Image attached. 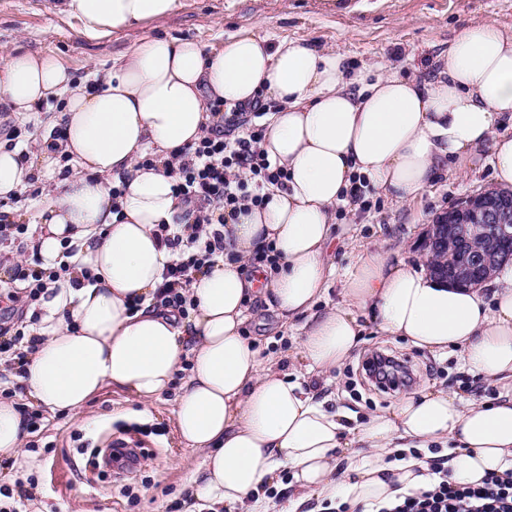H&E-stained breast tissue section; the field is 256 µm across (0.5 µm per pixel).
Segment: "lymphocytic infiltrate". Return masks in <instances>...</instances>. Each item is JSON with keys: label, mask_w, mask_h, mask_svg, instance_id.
Instances as JSON below:
<instances>
[{"label": "lymphocytic infiltrate", "mask_w": 512, "mask_h": 512, "mask_svg": "<svg viewBox=\"0 0 512 512\" xmlns=\"http://www.w3.org/2000/svg\"><path fill=\"white\" fill-rule=\"evenodd\" d=\"M273 104L256 98L223 111L212 104V124L198 141L180 148L169 165L175 177L174 191L185 207L180 223L161 224L155 236L175 257L165 269L163 283L155 296L157 306L187 314L194 302L188 288L194 274L211 267L223 255L224 229L235 223L240 213L260 207L268 200L269 187H284L283 169L262 149L267 128L260 122ZM28 225L14 220L10 211L0 210V242L15 249L11 262L12 281L19 290L8 293L0 311V397L13 398L23 393L16 377L22 374L28 351L37 342L26 322L31 306L39 305L51 284L67 275L80 273L94 281L90 269H75L71 257L78 245L64 244L58 265L45 266L40 259H28ZM363 369L380 390L411 388L416 377L397 356L377 350L368 356ZM428 482L418 489L397 495L379 505L375 512H512V468L491 473L477 485H463L448 477V458L434 456L426 461Z\"/></svg>", "instance_id": "f902f5d3"}]
</instances>
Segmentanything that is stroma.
I'll list each match as a JSON object with an SVG mask.
<instances>
[{"instance_id":"35a3bbf8","label":"stroma","mask_w":512,"mask_h":512,"mask_svg":"<svg viewBox=\"0 0 512 512\" xmlns=\"http://www.w3.org/2000/svg\"><path fill=\"white\" fill-rule=\"evenodd\" d=\"M59 9L56 2L47 6L42 0H0V61L17 49L51 53L74 78L83 79L108 72L114 59L146 34L193 39L217 50L229 37L251 33L272 44L285 39L310 42L342 55L352 70L401 62L423 79L461 26L493 19L512 29V0H180L163 22L91 40L80 33L77 20L60 18ZM491 183L490 166L470 176L451 169L440 173L415 203L401 206L373 190L366 195V212L337 213L331 247L336 271L327 303L341 302V273L361 251L420 261L427 224L455 200ZM364 326V341L352 360L319 390L330 408L362 420L404 398L401 390L383 393L361 385L360 363L379 348L409 359L417 387L438 385L467 397H488L480 378L462 369L459 351L432 354L400 338L380 340L372 321ZM246 329L263 354L285 355L289 370L304 369L293 330L281 329L265 305L251 303ZM175 399L172 392L162 396L144 415L127 391L104 387L82 417H43L38 432L30 436L37 446L38 467L16 465L11 478H34L42 512H168L181 501L182 487L201 461L200 453L186 448L176 432ZM119 440L136 445L142 455L133 468L114 477L92 465L91 452Z\"/></svg>"}]
</instances>
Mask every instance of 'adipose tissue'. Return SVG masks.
<instances>
[{"label":"adipose tissue","mask_w":512,"mask_h":512,"mask_svg":"<svg viewBox=\"0 0 512 512\" xmlns=\"http://www.w3.org/2000/svg\"><path fill=\"white\" fill-rule=\"evenodd\" d=\"M177 6L65 0L61 15L98 39L163 21ZM439 64L431 81L387 65L350 74L335 53L303 41L273 47L248 33L212 53L193 40L146 36L96 88L73 85L49 54L17 50L1 60L0 101L24 116L61 97L66 122L58 151L0 149V199L24 193L31 177L69 155L75 170L42 200L35 239L49 266L64 241L79 244L74 263L98 278L61 279L42 301L32 327L39 342L22 379L31 405L78 417L110 384L147 408L188 368L173 410L181 441L202 455L188 495L227 512H258L262 487L282 468L294 486L284 512L314 495L370 512L425 483L418 454L437 444L458 483L512 467V261L484 287L468 289L365 250L344 274L342 303L315 309L329 290L332 221L353 176L411 204L442 169L485 159L495 185L512 188V32L491 21L463 26ZM259 96L279 104L266 118L262 147L284 167L286 186L229 225L231 256L196 276L187 316L155 307L173 254L154 230L182 212L163 164L212 124L211 103L231 109ZM148 154L156 167H140ZM119 182L127 188L116 199ZM268 243L281 254L280 268L251 277L245 264ZM255 300L283 322L302 319L307 375L324 377L349 361L363 341L364 315L381 335L416 348L460 350L496 395L465 399L427 386L347 426L343 412L327 409L311 386L289 379L249 342L244 325ZM27 435L16 399L0 400V462H32Z\"/></svg>","instance_id":"ef3b65f1"}]
</instances>
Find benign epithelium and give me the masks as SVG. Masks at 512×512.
I'll list each match as a JSON object with an SVG mask.
<instances>
[{"mask_svg":"<svg viewBox=\"0 0 512 512\" xmlns=\"http://www.w3.org/2000/svg\"><path fill=\"white\" fill-rule=\"evenodd\" d=\"M421 248L436 276L478 287L512 259V190L486 188L463 197L428 225Z\"/></svg>","mask_w":512,"mask_h":512,"instance_id":"1","label":"benign epithelium"}]
</instances>
